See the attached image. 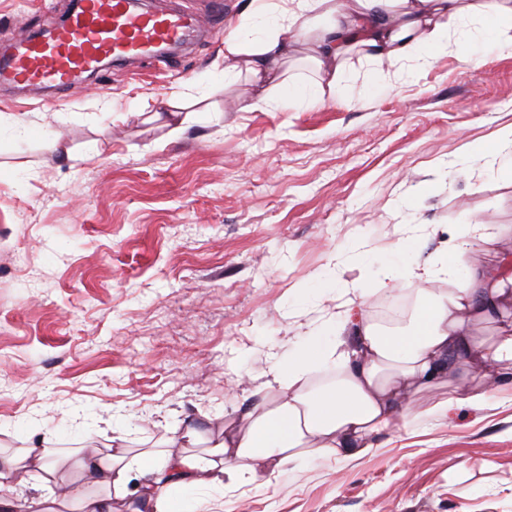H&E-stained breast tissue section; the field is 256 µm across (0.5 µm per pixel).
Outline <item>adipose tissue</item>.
<instances>
[{
	"label": "adipose tissue",
	"mask_w": 512,
	"mask_h": 512,
	"mask_svg": "<svg viewBox=\"0 0 512 512\" xmlns=\"http://www.w3.org/2000/svg\"><path fill=\"white\" fill-rule=\"evenodd\" d=\"M239 2L238 15L224 21V82L246 80L245 112L271 107L296 88L302 110L335 99L347 85L355 52L378 65H427L447 49L452 28L460 33L457 56L472 61L473 23L486 32L512 22V0ZM303 41L311 44L314 78L302 85L286 63ZM403 275L423 284L406 327L385 330L361 319L352 348L339 354L318 352L323 336L310 332L272 366L284 385L278 398L225 421L205 456L108 447L54 458L45 447L23 448L0 459V512H20L8 491L32 475L47 491L36 512H120L132 497L138 501L132 512H199L204 498L220 493L228 471L251 481L283 473L286 464L305 457L362 458L418 395L448 380L456 382L458 401L474 408L495 388L512 384V330L490 344L466 332L470 320L512 304V266L461 268L445 258L422 263L400 248L390 276ZM434 279L454 287L432 291L427 283ZM331 370L339 372L338 384L307 390L310 373ZM66 469L73 474L68 481Z\"/></svg>",
	"instance_id": "adipose-tissue-1"
}]
</instances>
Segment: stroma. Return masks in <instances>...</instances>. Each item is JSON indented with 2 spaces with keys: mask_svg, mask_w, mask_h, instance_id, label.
I'll use <instances>...</instances> for the list:
<instances>
[{
  "mask_svg": "<svg viewBox=\"0 0 512 512\" xmlns=\"http://www.w3.org/2000/svg\"><path fill=\"white\" fill-rule=\"evenodd\" d=\"M68 4L0 0V44L14 19L37 30ZM496 38L473 65L451 50L419 70L351 56L347 91L306 110L237 111L248 86H225L218 37L61 91L0 88V113L32 127L0 138V454L43 440L178 448L189 421L202 452L242 401L276 398L273 355L330 327L346 283L367 282L376 324L416 295L388 276L399 241L422 262L460 243L498 267L512 255V167L466 149L512 124V55ZM184 91L209 109L173 141L147 116ZM359 242L360 265L293 313L327 256ZM438 402L445 414L400 424L361 459H314L265 487L225 476L206 508L512 512V387L475 409L446 383L413 408Z\"/></svg>",
  "mask_w": 512,
  "mask_h": 512,
  "instance_id": "1",
  "label": "stroma"
}]
</instances>
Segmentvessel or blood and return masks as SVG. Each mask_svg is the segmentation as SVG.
<instances>
[{"mask_svg":"<svg viewBox=\"0 0 512 512\" xmlns=\"http://www.w3.org/2000/svg\"><path fill=\"white\" fill-rule=\"evenodd\" d=\"M14 43L0 47V84L67 88L78 75L97 69L101 59L123 62L151 54L161 44H178L194 33L219 34L223 0H208L202 15L149 11L140 0H72L63 19L32 36L24 20Z\"/></svg>","mask_w":512,"mask_h":512,"instance_id":"1","label":"vessel or blood"}]
</instances>
